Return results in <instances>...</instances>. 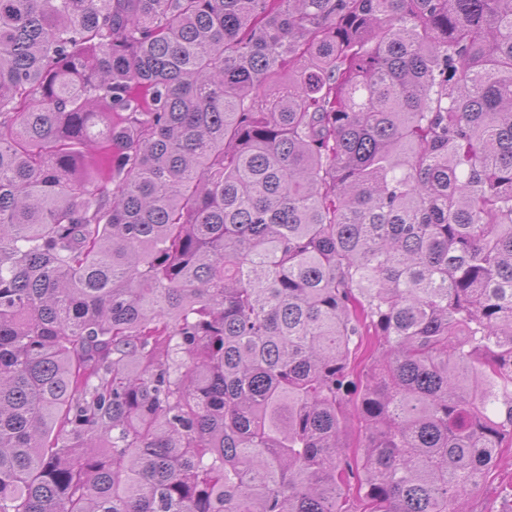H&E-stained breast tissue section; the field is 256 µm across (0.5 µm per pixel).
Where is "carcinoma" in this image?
<instances>
[{"mask_svg":"<svg viewBox=\"0 0 512 512\" xmlns=\"http://www.w3.org/2000/svg\"><path fill=\"white\" fill-rule=\"evenodd\" d=\"M509 443L512 0H0V512H468ZM356 395H350L342 403V410L347 418V429L345 432V443L349 446L347 452L353 454L358 451L363 441V434L358 425L357 414L354 407Z\"/></svg>","mask_w":512,"mask_h":512,"instance_id":"carcinoma-1","label":"carcinoma"}]
</instances>
